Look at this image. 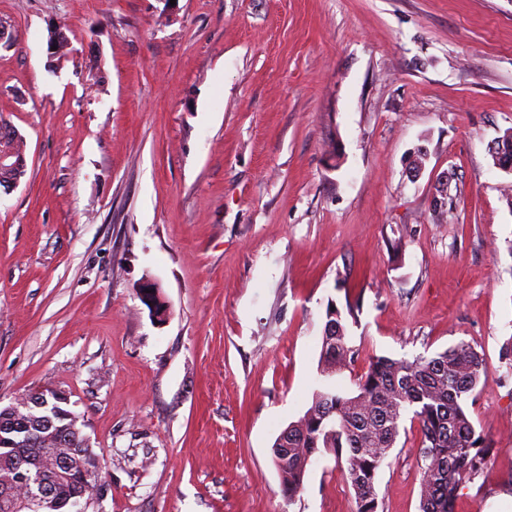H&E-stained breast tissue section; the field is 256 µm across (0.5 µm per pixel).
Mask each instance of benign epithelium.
Returning a JSON list of instances; mask_svg holds the SVG:
<instances>
[{"mask_svg": "<svg viewBox=\"0 0 512 512\" xmlns=\"http://www.w3.org/2000/svg\"><path fill=\"white\" fill-rule=\"evenodd\" d=\"M26 167L22 151L0 148V187L13 189L21 183V172ZM69 399L65 392L54 390L28 393L16 404L0 406V427L25 432L24 445L44 446L53 440L52 472H47L45 459H33L18 450L11 438L0 435V450L5 449L14 457V473L17 475L16 497L27 496V484L41 477L38 490L39 505L50 507L49 512H78L84 500L85 490L94 487L91 480L99 475L98 458L88 447L89 439L78 426L79 417L68 409ZM79 478L82 491L68 497L58 493L59 483Z\"/></svg>", "mask_w": 512, "mask_h": 512, "instance_id": "1", "label": "benign epithelium"}]
</instances>
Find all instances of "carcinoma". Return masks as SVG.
<instances>
[{
    "instance_id": "1",
    "label": "carcinoma",
    "mask_w": 512,
    "mask_h": 512,
    "mask_svg": "<svg viewBox=\"0 0 512 512\" xmlns=\"http://www.w3.org/2000/svg\"><path fill=\"white\" fill-rule=\"evenodd\" d=\"M492 158L500 165L512 161L511 128L497 141ZM348 315L354 316L352 308L344 313L328 303L325 324L336 325V334L322 337L318 372L324 383L314 391L311 407L288 425V452L272 451L284 496L290 502L295 499L311 458L325 452L345 462L357 512H378V472L409 415L423 436L418 510L454 512L459 485L479 474L491 453L466 411L484 374L480 353L461 341L430 357L378 356L355 376V390L348 392L331 382L353 371L357 360ZM12 478L0 458V512H40V507L31 509L7 493Z\"/></svg>"
}]
</instances>
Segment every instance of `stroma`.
Listing matches in <instances>:
<instances>
[{
  "label": "stroma",
  "mask_w": 512,
  "mask_h": 512,
  "mask_svg": "<svg viewBox=\"0 0 512 512\" xmlns=\"http://www.w3.org/2000/svg\"><path fill=\"white\" fill-rule=\"evenodd\" d=\"M1 26L27 175L0 188V404L69 394L102 463L85 512H356L333 455L290 502L271 454L331 302L357 317L345 389L377 356L482 355L466 409L493 453L455 512H512V174L489 153L512 0H0ZM422 440L406 422L379 512H418Z\"/></svg>",
  "instance_id": "35a3bbf8"
}]
</instances>
